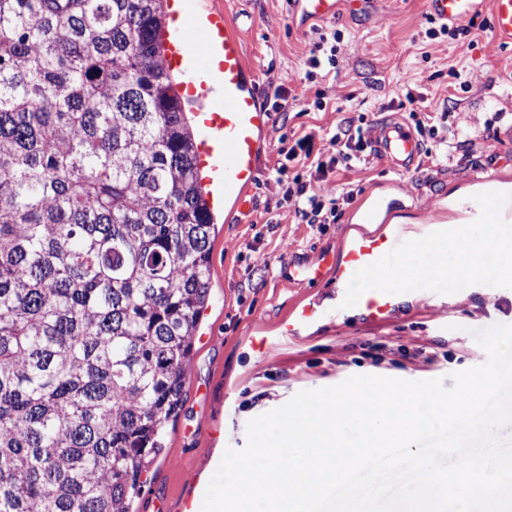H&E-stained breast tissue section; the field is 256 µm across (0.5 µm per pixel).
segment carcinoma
<instances>
[{
    "mask_svg": "<svg viewBox=\"0 0 512 512\" xmlns=\"http://www.w3.org/2000/svg\"><path fill=\"white\" fill-rule=\"evenodd\" d=\"M166 0H0V512H132L217 222Z\"/></svg>",
    "mask_w": 512,
    "mask_h": 512,
    "instance_id": "carcinoma-1",
    "label": "carcinoma"
}]
</instances>
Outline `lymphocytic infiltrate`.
<instances>
[{
    "instance_id": "1",
    "label": "lymphocytic infiltrate",
    "mask_w": 512,
    "mask_h": 512,
    "mask_svg": "<svg viewBox=\"0 0 512 512\" xmlns=\"http://www.w3.org/2000/svg\"><path fill=\"white\" fill-rule=\"evenodd\" d=\"M409 118L424 139V157L430 163L440 164L449 152L474 142L470 132L451 122L449 112L413 111ZM371 154L362 130L353 129L351 121L344 119L324 147H316L314 134L297 138L285 149L284 163L272 168L268 178L280 187V201L295 223L334 224L340 217V202L351 201L354 190L347 183L330 185L329 175L367 164Z\"/></svg>"
}]
</instances>
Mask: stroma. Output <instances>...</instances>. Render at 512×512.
I'll list each match as a JSON object with an SVG mask.
<instances>
[{"label":"stroma","instance_id":"1","mask_svg":"<svg viewBox=\"0 0 512 512\" xmlns=\"http://www.w3.org/2000/svg\"><path fill=\"white\" fill-rule=\"evenodd\" d=\"M225 16L242 32L246 60L260 86L270 79L300 84L304 59L317 40L315 24L297 29L286 0H222ZM337 29L344 33L337 78L310 83L306 101L286 99L259 162L253 208L219 224L211 251L212 298L201 320L189 363L183 405L169 426L166 448L151 467L136 512H185L207 485L202 473L227 448L246 444L250 419L286 404L297 392L341 383L369 373L406 380L448 377L482 364L474 331L512 324V292L487 276L474 288L458 289L445 321L429 303L399 302L384 320L360 312L286 326L312 302H328L333 289L292 284L288 266L328 253L342 257L347 234L368 192L391 191L399 201L398 223H419V206L432 196L449 204L473 194L483 171L499 172L512 184V120L497 119L512 107V47L491 31H476L474 44L426 35L424 0H378L366 15L352 14L342 0ZM462 69L460 89L449 69ZM324 93L326 110L314 106ZM413 93L414 110L449 109L468 127L474 143L457 151L447 166L423 163L421 170L395 173L387 163L340 172L352 183V201L341 204L335 224H296L277 208L280 189L263 176L280 160L281 139L315 131L324 137L345 118L365 125L388 118L390 100Z\"/></svg>","mask_w":512,"mask_h":512}]
</instances>
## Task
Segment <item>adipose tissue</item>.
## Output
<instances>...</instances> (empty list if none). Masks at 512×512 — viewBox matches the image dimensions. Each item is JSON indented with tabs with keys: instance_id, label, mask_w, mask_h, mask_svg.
Segmentation results:
<instances>
[{
	"instance_id": "adipose-tissue-1",
	"label": "adipose tissue",
	"mask_w": 512,
	"mask_h": 512,
	"mask_svg": "<svg viewBox=\"0 0 512 512\" xmlns=\"http://www.w3.org/2000/svg\"><path fill=\"white\" fill-rule=\"evenodd\" d=\"M496 267L504 288H512V233L494 225H448L447 243L424 242L405 260L381 262L358 282L359 288H412L421 277L467 281L486 275Z\"/></svg>"
}]
</instances>
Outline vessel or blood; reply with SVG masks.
Returning <instances> with one entry per match:
<instances>
[{"label": "vessel or blood", "mask_w": 512, "mask_h": 512, "mask_svg": "<svg viewBox=\"0 0 512 512\" xmlns=\"http://www.w3.org/2000/svg\"><path fill=\"white\" fill-rule=\"evenodd\" d=\"M338 2L288 0V9L306 24L335 19ZM426 5L429 17L444 26L488 13L496 40L512 45V0H426ZM167 6L172 24L165 36L163 63L169 71L183 75L179 97L196 107L194 161L208 189V206L216 212L248 209L272 125L258 77L248 66L240 34L223 8H201L200 0H167ZM369 139L378 156L401 172L416 166L423 152L420 137L396 118L375 124ZM385 205L384 199L377 198L362 211L363 226L350 238L342 260L323 256L309 266L308 281L331 279L333 288L343 289L344 295L329 311L302 307L297 321H313L328 313L339 317L353 310L367 311L374 321L386 318L397 304L396 296L382 288L361 293L347 289L350 274L371 271L383 258L399 262L410 255L417 241L447 239L444 224L428 222L412 232L378 225ZM465 211L477 224L511 223L512 195L504 192L501 176L485 174L478 191L466 200Z\"/></svg>", "instance_id": "obj_1"}]
</instances>
